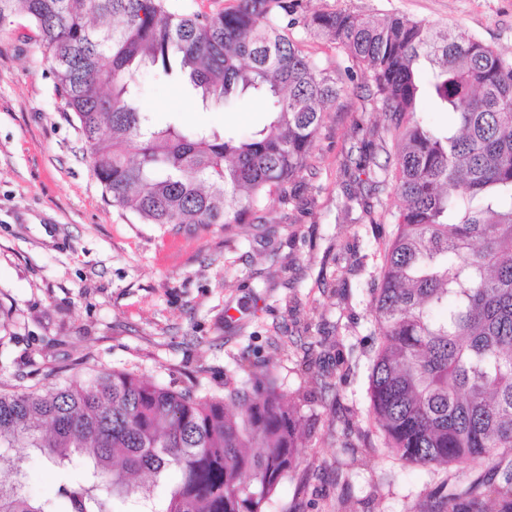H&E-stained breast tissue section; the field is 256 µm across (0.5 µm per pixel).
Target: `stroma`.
<instances>
[{
  "mask_svg": "<svg viewBox=\"0 0 512 512\" xmlns=\"http://www.w3.org/2000/svg\"><path fill=\"white\" fill-rule=\"evenodd\" d=\"M299 16L399 13L460 26L512 59V0H299ZM143 108L241 134L250 102L205 112L180 85L143 70ZM363 76L328 112L293 200L260 224H142L93 175L73 113L42 50L0 34V382L50 389L95 370H127L176 390L220 395L270 374L305 421L306 440L274 512H431L458 465L393 459L375 429L368 375L372 294L390 224L362 221L345 167L361 131ZM26 489L56 506L59 478L35 452Z\"/></svg>",
  "mask_w": 512,
  "mask_h": 512,
  "instance_id": "35a3bbf8",
  "label": "stroma"
}]
</instances>
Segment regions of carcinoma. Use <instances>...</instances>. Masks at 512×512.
Masks as SVG:
<instances>
[{
	"instance_id": "obj_1",
	"label": "carcinoma",
	"mask_w": 512,
	"mask_h": 512,
	"mask_svg": "<svg viewBox=\"0 0 512 512\" xmlns=\"http://www.w3.org/2000/svg\"><path fill=\"white\" fill-rule=\"evenodd\" d=\"M289 0H236L203 15L172 0H0V29L27 22L74 112L93 175L143 224H246L307 167L342 79L288 33ZM369 81L353 182L393 152L397 210L373 289L379 342L369 374L373 421L403 463H455L468 482L437 512L479 504L494 461L512 493V59L459 26L404 15L315 14ZM179 77L206 109L245 96L268 122L249 137L142 111L138 75ZM429 99L454 117L438 131ZM304 420L272 386L199 396L99 370L44 390L0 387V512H49L25 491L30 448L64 472L60 512H273L292 476Z\"/></svg>"
}]
</instances>
